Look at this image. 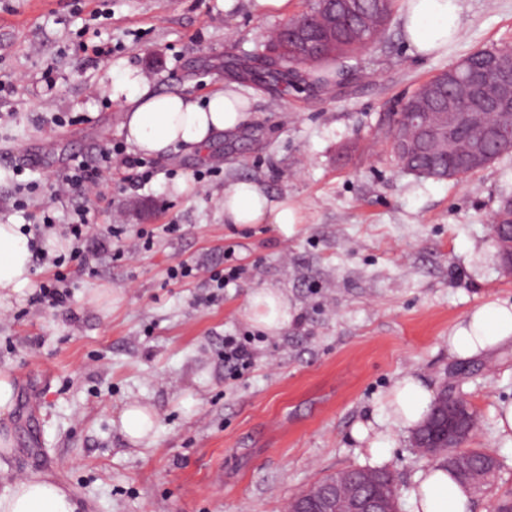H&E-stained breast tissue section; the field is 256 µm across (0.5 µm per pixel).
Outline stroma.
Returning <instances> with one entry per match:
<instances>
[{
  "label": "stroma",
  "mask_w": 512,
  "mask_h": 512,
  "mask_svg": "<svg viewBox=\"0 0 512 512\" xmlns=\"http://www.w3.org/2000/svg\"><path fill=\"white\" fill-rule=\"evenodd\" d=\"M463 32L447 50L414 55L399 19L375 48L334 63L332 94L281 91L248 76L287 12L255 0H0V223L35 224L51 206L44 246L69 253L65 226L80 193L51 200L70 158L122 142L113 68L139 69L159 92L203 98L236 83L251 108L234 132L204 148L155 157L147 185L109 183L92 210L93 272L71 267L70 300L34 304L51 264L0 306V374L13 385L0 415V491L40 475L71 492L78 512H286L289 499L336 471L374 466L355 424L379 416L391 387L414 374L433 391L455 383L477 418L466 442L502 463L475 512L512 492V444L495 408L512 401V348L459 360L448 337L476 306L512 303L491 221L512 197V154L460 180L402 171L383 130L387 112L421 82L482 47H512V0H461ZM109 42L102 64L80 42ZM297 202L291 236L272 224L224 221V190L239 180ZM34 182L25 211L19 185ZM153 231L148 251L117 255L102 231ZM178 225L168 233L166 225ZM181 261L238 266L224 291L169 280ZM276 288L293 317L257 334L244 308ZM252 336V362L224 372L226 336ZM138 402L157 414L152 444L124 438L118 415ZM384 461L411 512L428 457L388 427Z\"/></svg>",
  "instance_id": "1"
}]
</instances>
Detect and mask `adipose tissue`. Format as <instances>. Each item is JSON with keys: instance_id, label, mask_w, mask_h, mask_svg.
<instances>
[{"instance_id": "ef3b65f1", "label": "adipose tissue", "mask_w": 512, "mask_h": 512, "mask_svg": "<svg viewBox=\"0 0 512 512\" xmlns=\"http://www.w3.org/2000/svg\"><path fill=\"white\" fill-rule=\"evenodd\" d=\"M400 20L404 39L416 55L430 56L447 48L462 31L460 0H402ZM111 97L124 111L122 134L132 151L162 156L180 146H201L214 135L237 130L246 120L249 99L236 85L200 101L172 91L157 93L136 69L121 70L112 83ZM224 219L229 224H274L283 234L294 233L302 216L297 203L271 200L262 187L240 180L224 191ZM32 258L29 238L17 224H0V299L28 285ZM250 321L278 333L291 320V307L280 290L257 288L245 306ZM512 343V304L491 303L474 308L448 338L450 351L467 359ZM434 392L422 379L407 375L390 390L385 410L394 426L405 431L426 419ZM126 439L135 445L151 438L155 412L140 403L127 404L119 414ZM474 492L454 479L446 466L430 463L414 493V512H473ZM71 494L58 483L33 475L13 481L0 494V512H76Z\"/></svg>"}]
</instances>
